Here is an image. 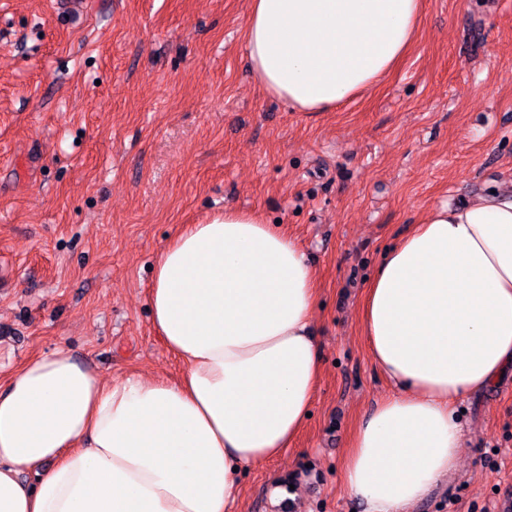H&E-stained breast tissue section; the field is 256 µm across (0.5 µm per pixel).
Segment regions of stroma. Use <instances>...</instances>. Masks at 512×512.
Listing matches in <instances>:
<instances>
[{"mask_svg": "<svg viewBox=\"0 0 512 512\" xmlns=\"http://www.w3.org/2000/svg\"><path fill=\"white\" fill-rule=\"evenodd\" d=\"M249 0H0V367L70 350L104 379L176 378L148 296L161 248L224 207L298 239L323 373L227 512H362L340 472L391 394L359 318L422 211L512 189V0H424L396 70L330 112L266 94ZM458 473L412 512H512V372L457 404Z\"/></svg>", "mask_w": 512, "mask_h": 512, "instance_id": "obj_1", "label": "stroma"}]
</instances>
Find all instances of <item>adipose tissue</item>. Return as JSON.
<instances>
[{
    "label": "adipose tissue",
    "instance_id": "obj_1",
    "mask_svg": "<svg viewBox=\"0 0 512 512\" xmlns=\"http://www.w3.org/2000/svg\"><path fill=\"white\" fill-rule=\"evenodd\" d=\"M423 0H250L248 61L297 112H328L410 50ZM319 279L302 246L225 208L159 253L148 302L179 379L107 381L69 350L0 382V512H226L238 471L279 456L322 374ZM393 388L356 426L342 480L365 512H410L457 470V400L512 369V193L428 208L361 308Z\"/></svg>",
    "mask_w": 512,
    "mask_h": 512
}]
</instances>
